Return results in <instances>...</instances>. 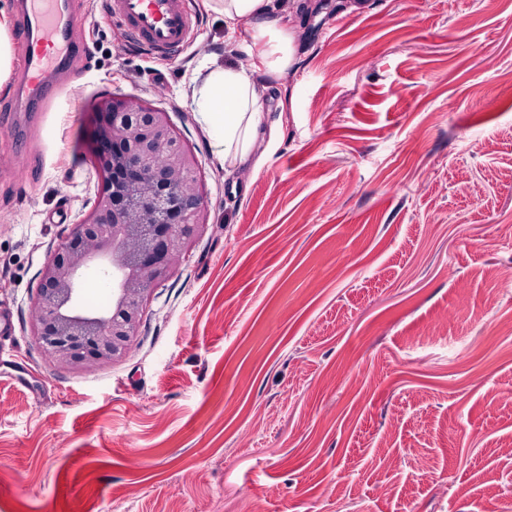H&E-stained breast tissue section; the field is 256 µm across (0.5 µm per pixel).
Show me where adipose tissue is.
I'll return each mask as SVG.
<instances>
[{"instance_id":"adipose-tissue-1","label":"adipose tissue","mask_w":512,"mask_h":512,"mask_svg":"<svg viewBox=\"0 0 512 512\" xmlns=\"http://www.w3.org/2000/svg\"><path fill=\"white\" fill-rule=\"evenodd\" d=\"M226 23L246 34L241 50L261 46L260 60L268 73L278 76L295 63L297 29L276 26L268 16L274 0H216ZM203 123L219 132L225 161L242 165L251 160L263 125L262 104L251 74L233 66L212 69L194 96Z\"/></svg>"}]
</instances>
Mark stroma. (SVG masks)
Returning a JSON list of instances; mask_svg holds the SVG:
<instances>
[{
	"label": "stroma",
	"mask_w": 512,
	"mask_h": 512,
	"mask_svg": "<svg viewBox=\"0 0 512 512\" xmlns=\"http://www.w3.org/2000/svg\"><path fill=\"white\" fill-rule=\"evenodd\" d=\"M277 78L213 0L174 59L81 0L74 90L26 125L0 80V512H512V0H317ZM264 86L260 168L193 89ZM168 112L206 209L129 355L58 366L39 273L100 190L98 96Z\"/></svg>",
	"instance_id": "1"
}]
</instances>
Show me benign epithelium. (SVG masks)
Returning <instances> with one entry per match:
<instances>
[{
  "label": "benign epithelium",
  "mask_w": 512,
  "mask_h": 512,
  "mask_svg": "<svg viewBox=\"0 0 512 512\" xmlns=\"http://www.w3.org/2000/svg\"><path fill=\"white\" fill-rule=\"evenodd\" d=\"M90 123L102 188L41 269L33 323L44 354L72 369L127 356L153 287L182 259L203 208L196 159L167 112L136 96L104 95ZM93 274L112 278L106 309L82 302Z\"/></svg>",
  "instance_id": "obj_1"
}]
</instances>
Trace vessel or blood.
<instances>
[{"mask_svg":"<svg viewBox=\"0 0 512 512\" xmlns=\"http://www.w3.org/2000/svg\"><path fill=\"white\" fill-rule=\"evenodd\" d=\"M108 15L125 34L165 58L177 57L193 28L185 0H107ZM18 38L25 56L14 81L26 98L53 100L81 78L88 53L75 37L79 15L73 0H18Z\"/></svg>","mask_w":512,"mask_h":512,"instance_id":"1","label":"vessel or blood"}]
</instances>
